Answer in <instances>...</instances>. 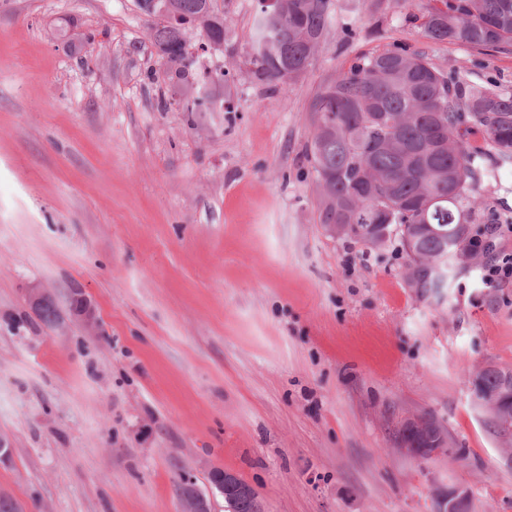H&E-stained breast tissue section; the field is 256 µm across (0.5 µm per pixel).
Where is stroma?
<instances>
[{"label":"stroma","instance_id":"1","mask_svg":"<svg viewBox=\"0 0 512 512\" xmlns=\"http://www.w3.org/2000/svg\"><path fill=\"white\" fill-rule=\"evenodd\" d=\"M428 2L331 0L283 91L250 71L256 0H216L223 50L188 33L186 86L137 0H0V493L22 512H179V472L204 488L214 468L263 512H432L435 482L512 512L472 395L478 367H512V281L487 283L483 254L421 296L401 252L320 224L306 157L312 97L365 54L407 47L512 95V53L427 39ZM202 91L211 109L186 111ZM478 192L512 254V166ZM77 291L97 327L74 317ZM412 415L461 458L396 452Z\"/></svg>","mask_w":512,"mask_h":512}]
</instances>
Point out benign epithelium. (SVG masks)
Returning <instances> with one entry per match:
<instances>
[{
    "instance_id": "1",
    "label": "benign epithelium",
    "mask_w": 512,
    "mask_h": 512,
    "mask_svg": "<svg viewBox=\"0 0 512 512\" xmlns=\"http://www.w3.org/2000/svg\"><path fill=\"white\" fill-rule=\"evenodd\" d=\"M144 13L154 19H159L182 29L189 31L197 28L198 20L195 17L172 14L168 6H158V0H144L142 2ZM72 311L87 326H96L95 311L84 294L75 295L72 298ZM478 405L487 415L498 421L504 427L512 426V415L508 406H512V396L486 395L476 398ZM438 427V423L431 421L426 416H411L405 419L397 429V451L410 456L428 460L435 456L448 454L446 438L430 447L419 445L418 435L427 434ZM218 491L228 498L245 500L255 497V489L247 482L227 470L212 469L209 472V489L204 490L198 485L197 478L190 472L179 473L177 495L179 500V512H212L213 491ZM433 502L437 505L436 512H473V502L467 487L463 485H448L433 491Z\"/></svg>"
}]
</instances>
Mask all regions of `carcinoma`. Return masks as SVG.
<instances>
[{
  "mask_svg": "<svg viewBox=\"0 0 512 512\" xmlns=\"http://www.w3.org/2000/svg\"><path fill=\"white\" fill-rule=\"evenodd\" d=\"M173 11L200 16L207 42H222L224 18L208 0H168ZM432 41H459L477 50L512 49V0H434L422 16ZM331 23L330 0H288L277 13L258 6L253 42L262 50L253 77L286 87L311 64ZM161 58L188 84L186 37L161 22L153 34ZM314 112L310 162L318 187V219L341 226L342 238L382 250L397 242L408 258L406 281L436 297L443 288L437 263L448 267L475 255L470 242L476 194L487 175L486 156L512 165V95L480 84L463 85L417 51L402 48L362 56L338 71L310 103ZM482 133L484 144L470 136ZM392 234L368 239L369 226ZM431 224L445 234L424 233ZM512 368L487 367L482 390L501 393Z\"/></svg>",
  "mask_w": 512,
  "mask_h": 512,
  "instance_id": "obj_1",
  "label": "carcinoma"
}]
</instances>
